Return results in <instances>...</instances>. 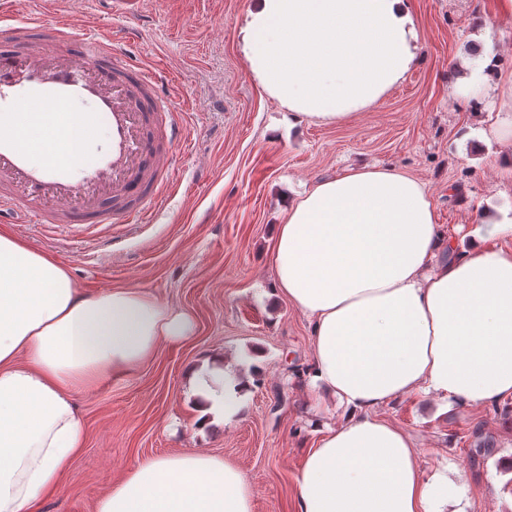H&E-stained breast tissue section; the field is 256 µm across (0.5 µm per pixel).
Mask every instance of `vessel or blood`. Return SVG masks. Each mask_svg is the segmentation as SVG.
Here are the masks:
<instances>
[{"label":"vessel or blood","instance_id":"vessel-or-blood-1","mask_svg":"<svg viewBox=\"0 0 512 512\" xmlns=\"http://www.w3.org/2000/svg\"><path fill=\"white\" fill-rule=\"evenodd\" d=\"M0 0V220L13 224H138L171 188L168 162L186 151V114L163 92L168 75L133 62L111 37L77 32L54 14L17 21ZM79 53H71L72 43ZM30 112H22V105ZM106 125L108 138L78 162ZM53 140L31 159L30 129Z\"/></svg>","mask_w":512,"mask_h":512}]
</instances>
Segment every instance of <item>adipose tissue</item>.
Segmentation results:
<instances>
[{"label":"adipose tissue","mask_w":512,"mask_h":512,"mask_svg":"<svg viewBox=\"0 0 512 512\" xmlns=\"http://www.w3.org/2000/svg\"><path fill=\"white\" fill-rule=\"evenodd\" d=\"M239 35L252 79L318 124L376 105L418 51L410 0H254ZM468 236L445 238L425 184L394 166L349 169L288 204L273 288L311 325L316 433L298 512H468L458 466L425 473L410 435L377 414L415 393L463 407L512 399V221L483 218ZM193 325L136 287L85 297L64 266L0 230V512H31L83 447L74 389ZM187 380L201 431L236 414L249 387L219 354ZM252 500L238 468L181 452L140 462L97 512H252Z\"/></svg>","instance_id":"ef3b65f1"}]
</instances>
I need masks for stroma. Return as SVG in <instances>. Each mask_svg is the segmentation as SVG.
Listing matches in <instances>:
<instances>
[{
	"label": "stroma",
	"mask_w": 512,
	"mask_h": 512,
	"mask_svg": "<svg viewBox=\"0 0 512 512\" xmlns=\"http://www.w3.org/2000/svg\"><path fill=\"white\" fill-rule=\"evenodd\" d=\"M17 19L57 12L76 26L121 34L133 54L164 69L165 92L187 111L192 145L169 169L172 193L143 224H16L13 232L67 268L87 296L136 286L190 311L194 331L141 367L74 394L86 442L35 512H96L101 496L140 461L189 451L224 459L253 490V512H297L302 458L314 440L304 375L311 327L274 295L272 246L288 200L353 165H393L428 189L441 231L459 237L482 211L512 216V182L495 166L512 144L492 125L507 112L500 91L463 93L473 61L512 74V17L495 0H411L419 57L378 104L347 122L291 119L251 78L238 32L253 0H15ZM491 35H484V23ZM220 353L250 378L238 415L198 432L185 378ZM413 437L425 472L454 461L470 512H512V401L444 407L411 395L379 409Z\"/></svg>",
	"instance_id": "stroma-1"
}]
</instances>
